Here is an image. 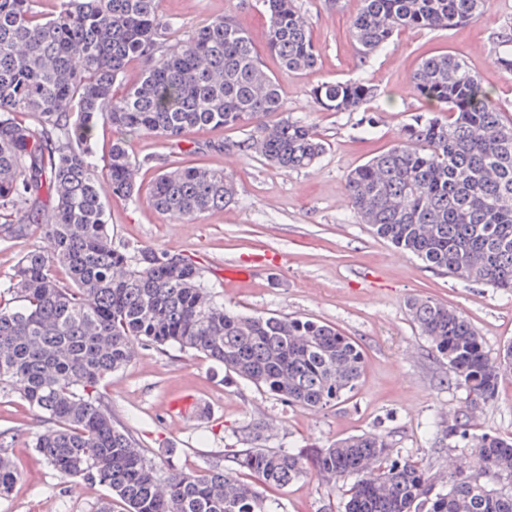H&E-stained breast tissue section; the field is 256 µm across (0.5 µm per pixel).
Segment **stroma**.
<instances>
[{
  "label": "stroma",
  "mask_w": 512,
  "mask_h": 512,
  "mask_svg": "<svg viewBox=\"0 0 512 512\" xmlns=\"http://www.w3.org/2000/svg\"><path fill=\"white\" fill-rule=\"evenodd\" d=\"M309 14L320 50L316 71L281 67L266 46L262 0H161L173 38L214 17L229 16L251 36L261 62L278 82L291 119L314 126L326 151L309 169L286 172L243 151L250 127L190 132L180 141L128 136L137 193L112 197L106 212L115 247L149 246L190 258L227 308L243 314L306 317L335 327L357 342L364 373L352 396L336 406L309 410L282 403L226 373L201 355L173 347L138 346L133 360L107 376L99 392L113 421L129 431L158 466L187 472L231 469L243 448H324L336 439L383 434L395 455L442 479L450 453L425 436L427 424L469 418L472 433L512 437V373L499 381L492 401L472 402L458 387L446 360L419 336L406 310L409 297H430L463 312L483 338L491 362L512 346V292L463 283L428 268L359 224L346 198L350 170L387 150L401 127L428 102L409 78L426 57L448 52L479 73L506 117L512 118V75L494 65L493 36L512 31V0H492L484 18L442 32L406 29L393 35L369 63H361L349 19L359 0H298ZM362 79L378 95L355 112L320 110L309 90L320 81ZM224 170L237 188L224 209L184 223L154 209L150 187L172 164ZM271 253L277 266L249 280H225L224 264ZM194 404L182 427L170 422L172 405ZM263 425L261 438L251 430ZM47 427L18 391L0 390V442L8 447L18 478L0 512H96L107 487L64 484L36 452ZM277 512H344V487L307 477L269 492Z\"/></svg>",
  "instance_id": "stroma-1"
}]
</instances>
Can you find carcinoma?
Here are the masks:
<instances>
[{"label":"carcinoma","instance_id":"carcinoma-1","mask_svg":"<svg viewBox=\"0 0 512 512\" xmlns=\"http://www.w3.org/2000/svg\"><path fill=\"white\" fill-rule=\"evenodd\" d=\"M268 50L290 71L316 68L309 16L297 0H263ZM350 22L367 63L405 28L446 31L481 19L491 0H361ZM173 23L160 0H0V215L37 223L41 244L0 287V389L14 386L52 427L34 448L65 483L91 481L112 491L124 512H272L268 498L234 473L214 468L160 473L135 439L112 421L98 385L125 367L135 345L200 353L293 406L323 409L348 398L362 377L361 348L336 328L282 315L244 316L210 292L196 264L148 246H112L106 196L135 194L136 163L112 142L99 171L93 132L101 122L167 141L194 130L252 126L243 148L285 170L311 167L325 144L285 113L275 79L233 20L216 17L169 42ZM151 66L121 96L112 92L128 62ZM494 64L512 75V35L497 40ZM413 91L447 116L415 115L396 143L347 176L360 223L427 267L465 283L512 291V121L481 76L453 54L423 60ZM310 95L326 112H353L377 96L365 80L322 81ZM31 114L35 123L17 118ZM279 116L271 123L268 118ZM233 180L217 169L173 166L151 188L154 208L189 223L224 209ZM63 268L61 281L56 269ZM408 316L448 361L472 401L498 390L500 367L460 311L412 297ZM427 433L463 447L466 474L433 490L425 469L393 456L386 438L363 433L326 448L287 452L245 448L238 469L269 488L313 475L353 480L345 512H512V439L469 433L467 421L439 419ZM17 480L0 453V495Z\"/></svg>","mask_w":512,"mask_h":512}]
</instances>
